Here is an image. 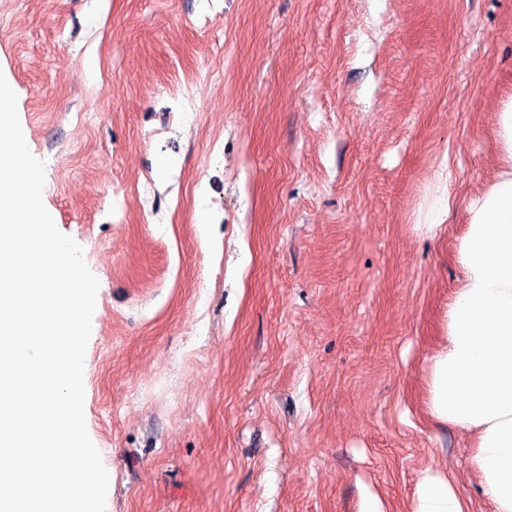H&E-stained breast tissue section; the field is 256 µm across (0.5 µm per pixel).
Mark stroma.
I'll return each mask as SVG.
<instances>
[{
	"instance_id": "35a3bbf8",
	"label": "stroma",
	"mask_w": 512,
	"mask_h": 512,
	"mask_svg": "<svg viewBox=\"0 0 512 512\" xmlns=\"http://www.w3.org/2000/svg\"><path fill=\"white\" fill-rule=\"evenodd\" d=\"M0 72L99 281L105 512H411L428 467L493 512L423 397L512 0H0ZM446 164L460 203L428 239Z\"/></svg>"
}]
</instances>
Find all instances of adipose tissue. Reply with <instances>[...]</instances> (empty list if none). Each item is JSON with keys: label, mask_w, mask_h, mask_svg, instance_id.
Segmentation results:
<instances>
[{"label": "adipose tissue", "mask_w": 512, "mask_h": 512, "mask_svg": "<svg viewBox=\"0 0 512 512\" xmlns=\"http://www.w3.org/2000/svg\"><path fill=\"white\" fill-rule=\"evenodd\" d=\"M496 171L465 203L453 246L460 277L428 363L424 405L473 442L470 466L493 512H512V95L494 114ZM412 512H467L438 471H423Z\"/></svg>", "instance_id": "ef3b65f1"}]
</instances>
